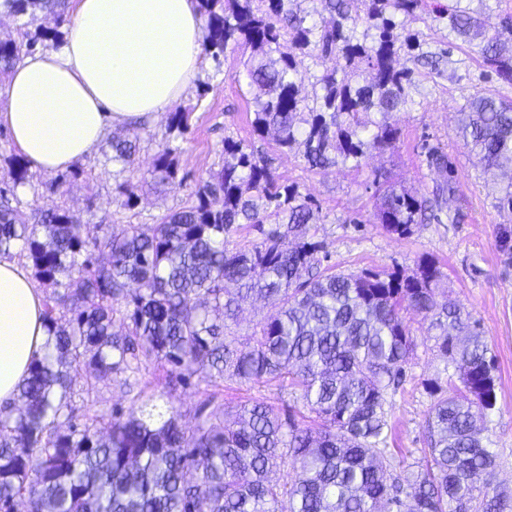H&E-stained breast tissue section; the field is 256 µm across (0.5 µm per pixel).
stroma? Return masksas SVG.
I'll return each mask as SVG.
<instances>
[{
	"label": "stroma",
	"instance_id": "35a3bbf8",
	"mask_svg": "<svg viewBox=\"0 0 512 512\" xmlns=\"http://www.w3.org/2000/svg\"><path fill=\"white\" fill-rule=\"evenodd\" d=\"M438 0H423L415 13L397 14L402 34L418 35L424 51L440 56L438 70L417 67L410 90L414 108L393 116L399 130L394 147L372 152L360 167L339 163L324 169H307L295 153H281L272 141L257 147L273 159L278 175L298 184L316 206L312 231L321 245L323 266L335 272L362 270L413 273L419 263L437 262L444 279L440 290L448 301L463 305L479 323L495 357L498 403L487 427L498 453L495 485L512 495V218L496 207L497 187L475 166L457 134L459 114L478 92L512 101V82L502 80L484 63L478 41L465 42L450 35L447 14L436 11ZM240 54L230 53L221 62L202 56L198 75L180 98L192 108L191 129L183 135L166 130L165 115L144 125H112V133L135 140L134 164L118 169L112 164L109 139L78 162L81 175L72 169L53 173L29 170L25 184L13 183L10 160L17 152L5 129L0 128V188H14V206L65 208L81 222L93 224H153L157 218L183 206L199 185L209 180L224 163V138H249L250 88L242 74ZM174 148L178 176L161 191L147 186L148 170L163 145ZM441 147L448 156L447 172L429 167V147ZM450 178L455 192L446 208L459 211L456 224H416L406 236L387 233L374 213L388 186L431 195L436 182ZM126 185L138 197L135 209H127L118 191ZM416 351L405 368V381L391 398L390 420L395 445L408 458L421 457L426 448L425 417L430 405L429 381L443 378L444 363L433 341L417 318L408 317ZM164 371L149 364L143 373L141 397L159 409L173 407L186 426H193L202 403L211 410L232 412L249 393L224 381L207 385L203 376L176 385L170 398H162ZM72 402L101 413L119 408L129 411L132 400L122 375L98 382L86 393L84 376L73 381Z\"/></svg>",
	"mask_w": 512,
	"mask_h": 512
}]
</instances>
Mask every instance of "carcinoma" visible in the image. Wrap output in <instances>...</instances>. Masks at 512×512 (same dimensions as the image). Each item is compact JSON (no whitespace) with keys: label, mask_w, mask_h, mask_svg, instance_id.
<instances>
[{"label":"carcinoma","mask_w":512,"mask_h":512,"mask_svg":"<svg viewBox=\"0 0 512 512\" xmlns=\"http://www.w3.org/2000/svg\"><path fill=\"white\" fill-rule=\"evenodd\" d=\"M196 0L206 54H248L253 135L286 153L304 148L310 169L360 164L394 146L393 113L414 104L420 42L400 39L394 16L421 0ZM448 6V28L482 39L486 64L512 81V38L491 32L490 15ZM66 0H3L18 39L0 40V75L37 47L63 42ZM360 19L362 36L348 25ZM343 64L316 75L304 58ZM311 81L312 102L300 87ZM190 112L168 114L183 135ZM459 134L482 172L507 178L497 197L512 213V102L475 95ZM136 146L112 136V161L127 168ZM173 149L163 146L152 187L173 185ZM310 199L281 179L254 142L224 138V165L179 210L149 228L80 222L65 209L24 214L0 190V257L24 255L54 288L44 302L47 338L13 405L0 411V512H509L512 496L493 487L497 454L483 435L497 405L495 362L477 321L436 299L444 277L433 261L417 272L359 274L321 268ZM375 218L390 234L442 223L430 201L387 192ZM248 224L261 238L248 249L232 240ZM273 228L266 230L264 225ZM252 295L274 312L246 342L232 330L240 302ZM70 311L71 318L55 316ZM435 329L445 381L428 387L429 447L408 464L389 446L388 393L405 377L414 352L404 312ZM169 367L167 387L205 370L247 387L284 382L307 413H283L252 398L235 414L198 410L188 427L172 411L102 417L73 405L74 377L86 391L125 375L138 388L148 363ZM291 463L295 479L269 478Z\"/></svg>","instance_id":"cac0c4a2"}]
</instances>
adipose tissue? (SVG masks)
<instances>
[{"label": "adipose tissue", "mask_w": 512, "mask_h": 512, "mask_svg": "<svg viewBox=\"0 0 512 512\" xmlns=\"http://www.w3.org/2000/svg\"><path fill=\"white\" fill-rule=\"evenodd\" d=\"M202 40L195 0H78L62 50L24 58L0 85V125L35 169H67L112 124L177 102L196 76ZM43 301L28 270L0 260V405L42 354Z\"/></svg>", "instance_id": "adipose-tissue-1"}]
</instances>
